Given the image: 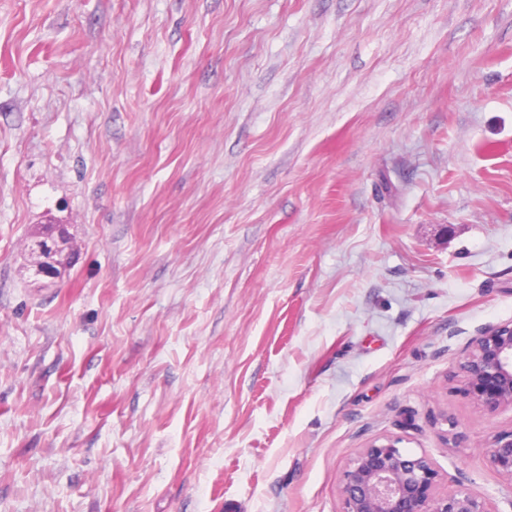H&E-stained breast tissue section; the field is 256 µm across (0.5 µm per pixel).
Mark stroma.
Here are the masks:
<instances>
[{
	"label": "stroma",
	"mask_w": 512,
	"mask_h": 512,
	"mask_svg": "<svg viewBox=\"0 0 512 512\" xmlns=\"http://www.w3.org/2000/svg\"><path fill=\"white\" fill-rule=\"evenodd\" d=\"M510 320L512 0H0V512H338L384 437L512 512ZM26 270L34 281L61 278L71 253L72 242L61 225H48L33 235L26 246ZM462 391L488 415L512 411V321L474 337L458 365ZM486 457L491 467L512 479V430L495 435Z\"/></svg>",
	"instance_id": "obj_1"
}]
</instances>
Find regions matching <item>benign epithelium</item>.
<instances>
[{"instance_id": "benign-epithelium-1", "label": "benign epithelium", "mask_w": 512, "mask_h": 512, "mask_svg": "<svg viewBox=\"0 0 512 512\" xmlns=\"http://www.w3.org/2000/svg\"><path fill=\"white\" fill-rule=\"evenodd\" d=\"M26 270L34 280L58 279L72 242L61 225H48L26 246ZM462 391L488 415L512 410V321L492 324L474 337L458 365ZM384 438L360 449L342 473L339 512H497L491 502L461 486L443 492V477L426 454ZM494 469L512 478V430L495 435L486 450Z\"/></svg>"}]
</instances>
